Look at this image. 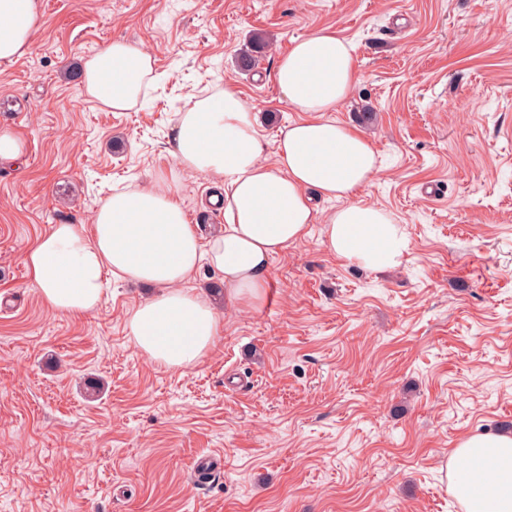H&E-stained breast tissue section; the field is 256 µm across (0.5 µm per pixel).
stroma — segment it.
Listing matches in <instances>:
<instances>
[{
  "label": "stroma",
  "instance_id": "obj_1",
  "mask_svg": "<svg viewBox=\"0 0 512 512\" xmlns=\"http://www.w3.org/2000/svg\"><path fill=\"white\" fill-rule=\"evenodd\" d=\"M42 5L34 48L0 61V128L26 149L0 165V512H461L453 448L512 424V0ZM320 30L355 46L359 80L332 117L378 155L358 198L402 228V265L337 258L321 219L271 258L259 300L215 296L223 333L184 370L133 343L151 287L115 281L90 314L49 312L25 250L92 223L117 190L165 175L201 234L223 226L210 178L175 168L173 127L231 87L275 164L304 118L277 61ZM257 35L268 45L243 69ZM115 40L155 77L124 112L81 94L86 61Z\"/></svg>",
  "mask_w": 512,
  "mask_h": 512
}]
</instances>
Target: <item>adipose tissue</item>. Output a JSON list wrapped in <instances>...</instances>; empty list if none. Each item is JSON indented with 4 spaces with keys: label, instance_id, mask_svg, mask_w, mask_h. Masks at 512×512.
<instances>
[{
    "label": "adipose tissue",
    "instance_id": "obj_1",
    "mask_svg": "<svg viewBox=\"0 0 512 512\" xmlns=\"http://www.w3.org/2000/svg\"><path fill=\"white\" fill-rule=\"evenodd\" d=\"M43 25L41 0H0V60L30 52ZM353 44L321 31L294 40L274 79L304 120L286 128L275 165L262 160L256 117L230 88L181 113L172 138L177 165L208 175L224 193L223 230L201 237L174 194L159 182L114 193L92 224H56L23 254L45 307L93 311L114 278L157 287L129 319L135 345L172 370L197 364L222 331L221 317L183 284L201 266L215 270L227 301L260 298L272 256L304 236L317 218L311 193L340 200L326 217V246L372 270L401 265L408 244L389 213L357 201L377 171L364 134L329 119L358 80ZM152 73L151 58L116 41L90 59L84 92L116 112L131 109ZM452 492L463 512H512V434L463 438L451 454Z\"/></svg>",
    "mask_w": 512,
    "mask_h": 512
}]
</instances>
